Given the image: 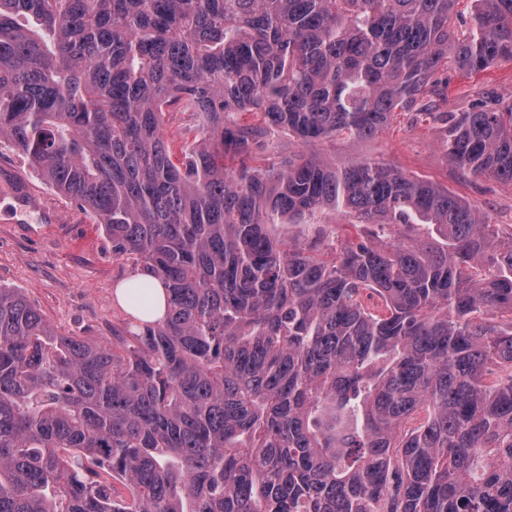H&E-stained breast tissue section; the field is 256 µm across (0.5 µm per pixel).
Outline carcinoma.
Here are the masks:
<instances>
[{
	"mask_svg": "<svg viewBox=\"0 0 512 512\" xmlns=\"http://www.w3.org/2000/svg\"><path fill=\"white\" fill-rule=\"evenodd\" d=\"M457 2L0 0V139L167 291L110 347L0 287V512H512V246L446 187L275 140L439 123L512 183L511 102L423 104L512 59V0L461 38ZM317 210L350 217L332 258L271 233ZM165 123L166 136L176 147L184 141L185 137L191 139L192 133H188V130L196 128L197 118L192 112L170 110L166 114Z\"/></svg>",
	"mask_w": 512,
	"mask_h": 512,
	"instance_id": "carcinoma-1",
	"label": "carcinoma"
}]
</instances>
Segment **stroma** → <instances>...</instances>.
Returning a JSON list of instances; mask_svg holds the SVG:
<instances>
[{
    "label": "stroma",
    "mask_w": 512,
    "mask_h": 512,
    "mask_svg": "<svg viewBox=\"0 0 512 512\" xmlns=\"http://www.w3.org/2000/svg\"><path fill=\"white\" fill-rule=\"evenodd\" d=\"M447 76L449 111H468L480 100L512 102V60L473 76L452 67ZM313 152L340 165L367 158L431 180L485 213L502 239L512 238V184L463 172L426 128L403 123L359 143L279 139L280 156ZM21 189L32 203L18 215L13 193ZM136 272L132 260L113 255L111 238L79 202L46 184L17 148L0 140V286L20 290L58 334L107 343L131 320L115 288Z\"/></svg>",
    "instance_id": "obj_1"
}]
</instances>
